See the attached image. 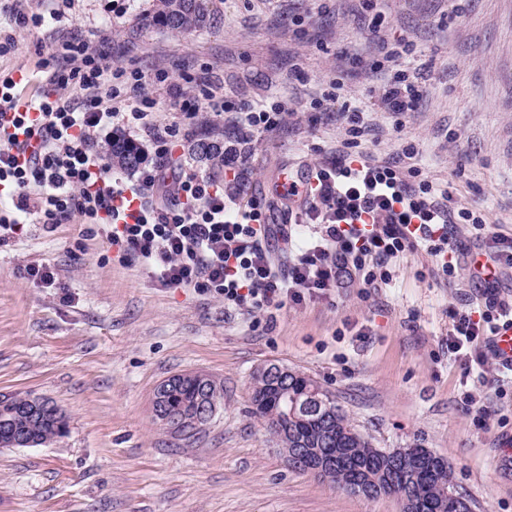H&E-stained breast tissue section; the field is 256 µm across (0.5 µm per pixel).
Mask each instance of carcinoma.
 Returning a JSON list of instances; mask_svg holds the SVG:
<instances>
[{"instance_id":"cac0c4a2","label":"carcinoma","mask_w":512,"mask_h":512,"mask_svg":"<svg viewBox=\"0 0 512 512\" xmlns=\"http://www.w3.org/2000/svg\"><path fill=\"white\" fill-rule=\"evenodd\" d=\"M212 0H155L148 21L184 34L205 27L211 17ZM199 158L212 174L224 173V140L215 137L197 144ZM112 164L133 169L143 161L141 150L130 141L114 139L107 149ZM200 394L194 378H182L165 387V399L154 416L166 429L189 440L200 433L195 401ZM253 414L267 423L281 448H308L309 462L322 458L334 461L331 481L344 491L368 500L405 492L402 512H457L448 459L420 444L397 448L400 469L387 477L391 451L376 447L360 433L336 398L316 380L297 370L272 385L258 370L252 387ZM68 420L47 408L40 416L0 411V432L34 438L46 446L62 437ZM307 462V463H309ZM307 463L291 467L307 471Z\"/></svg>"}]
</instances>
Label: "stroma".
<instances>
[{
    "label": "stroma",
    "instance_id": "stroma-1",
    "mask_svg": "<svg viewBox=\"0 0 512 512\" xmlns=\"http://www.w3.org/2000/svg\"><path fill=\"white\" fill-rule=\"evenodd\" d=\"M152 10L153 0H73L66 24L13 27L0 68L22 70L37 93L50 44L78 29L114 63L190 75L229 103L281 97L285 120L251 137L243 186L275 212L280 173L302 179L330 157L347 136L341 103L359 105L360 151L395 160L415 147L423 177L447 187L455 208L512 234V0H213L209 24L184 36L144 26ZM401 43L420 97L396 121L381 97L385 55ZM331 82L338 101L313 106ZM156 95L158 122L182 128L171 165L208 175L195 145L215 128L234 141L236 128L206 112L183 120ZM478 244L458 236L446 280L412 251L387 286L250 312L160 287L95 224H27L0 238V392L42 396L68 419L50 445L0 450V512H401L394 497H356L288 466L252 413L253 374L270 364L315 379L377 447L418 443L446 457L473 512H512V456L498 454L512 436V372L491 362L468 373L448 352L450 312L482 302L464 260ZM32 266L50 267L54 286ZM184 372L224 389L188 441L152 409L158 385ZM467 388L477 403L463 401Z\"/></svg>",
    "mask_w": 512,
    "mask_h": 512
}]
</instances>
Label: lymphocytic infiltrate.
<instances>
[{
    "label": "lymphocytic infiltrate",
    "instance_id": "1",
    "mask_svg": "<svg viewBox=\"0 0 512 512\" xmlns=\"http://www.w3.org/2000/svg\"><path fill=\"white\" fill-rule=\"evenodd\" d=\"M42 68L41 89L28 97L12 73H0V199L9 201L0 208V237L26 224H95L161 287L194 288L222 297L228 307L261 310L330 297L346 280L382 287L393 278V261L413 250L436 258V276L451 275L448 252L466 221L488 258L485 302L479 312L452 313L448 350L467 366L487 361L490 336L512 314L494 290L496 279L512 271V236L487 231L483 217L455 209L447 190L413 165L414 149L396 164L340 148L306 182L289 180L288 221L314 225L315 235L283 268L270 254L267 213L241 197L248 155L225 145L220 183L167 166L180 127L157 124L153 89L165 88L187 118L223 115L247 138L282 124L281 101L232 107L210 89L188 93L162 72L149 81L82 37L52 44ZM415 80L399 70L387 82L384 103L393 116L415 109ZM121 130L145 133L154 148L153 162L136 168L129 182L107 177L96 148L102 132Z\"/></svg>",
    "mask_w": 512,
    "mask_h": 512
}]
</instances>
